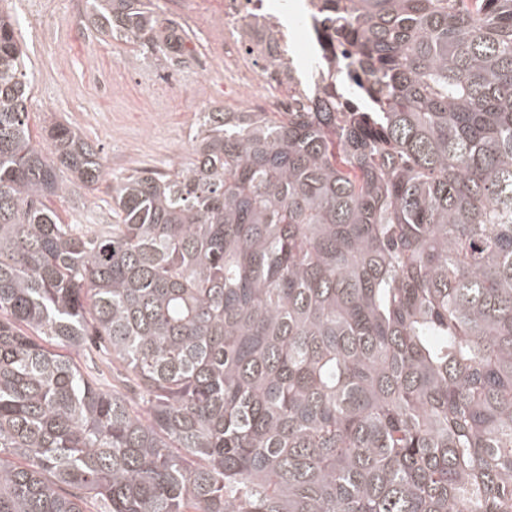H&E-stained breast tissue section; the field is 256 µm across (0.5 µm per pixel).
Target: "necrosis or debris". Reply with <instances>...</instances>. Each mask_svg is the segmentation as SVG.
<instances>
[{
	"label": "necrosis or debris",
	"instance_id": "obj_1",
	"mask_svg": "<svg viewBox=\"0 0 512 512\" xmlns=\"http://www.w3.org/2000/svg\"><path fill=\"white\" fill-rule=\"evenodd\" d=\"M291 24L270 0H224V77L243 95L253 112H285L298 101L288 84L296 53L309 50L318 66L301 91L312 96L327 70L344 66L353 56L348 44L323 53L316 31L317 0H294Z\"/></svg>",
	"mask_w": 512,
	"mask_h": 512
}]
</instances>
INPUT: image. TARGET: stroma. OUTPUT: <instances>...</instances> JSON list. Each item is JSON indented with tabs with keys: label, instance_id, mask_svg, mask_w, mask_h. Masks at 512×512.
<instances>
[{
	"label": "stroma",
	"instance_id": "stroma-1",
	"mask_svg": "<svg viewBox=\"0 0 512 512\" xmlns=\"http://www.w3.org/2000/svg\"><path fill=\"white\" fill-rule=\"evenodd\" d=\"M222 0H198L194 19L173 18L186 31L193 58L175 64L163 55L134 51L132 43L99 34L86 0H0V12L18 17L16 36L33 72L32 134L61 122L95 144L105 176L93 186L70 184L50 205L67 224L96 234L112 221V178L147 168L172 172L192 150L200 113L243 110L224 86V69L197 65L224 41Z\"/></svg>",
	"mask_w": 512,
	"mask_h": 512
}]
</instances>
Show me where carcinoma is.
I'll use <instances>...</instances> for the list:
<instances>
[{
  "label": "carcinoma",
  "instance_id": "obj_1",
  "mask_svg": "<svg viewBox=\"0 0 512 512\" xmlns=\"http://www.w3.org/2000/svg\"><path fill=\"white\" fill-rule=\"evenodd\" d=\"M171 42L153 0H88ZM355 48L289 112L203 113L189 161L33 141L0 14V512H512V0H318ZM112 353L91 381L65 349Z\"/></svg>",
  "mask_w": 512,
  "mask_h": 512
}]
</instances>
